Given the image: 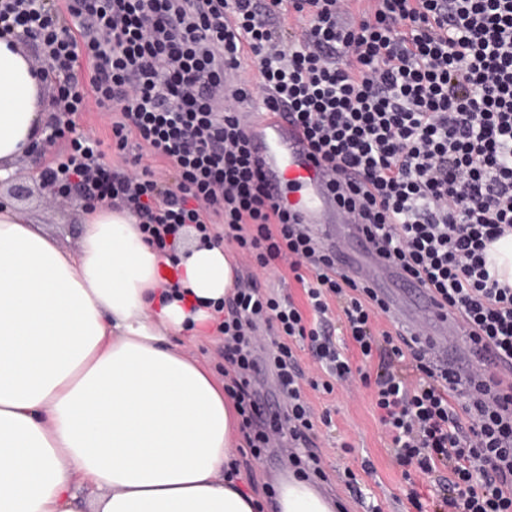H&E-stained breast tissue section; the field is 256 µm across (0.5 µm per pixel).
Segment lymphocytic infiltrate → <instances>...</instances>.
<instances>
[{"label":"lymphocytic infiltrate","mask_w":512,"mask_h":512,"mask_svg":"<svg viewBox=\"0 0 512 512\" xmlns=\"http://www.w3.org/2000/svg\"><path fill=\"white\" fill-rule=\"evenodd\" d=\"M21 30L57 90L48 127L70 146L46 182L124 206L157 248L191 226L295 272L306 308L258 283L224 303L243 453L260 457L274 433L296 447L297 472L326 480L314 428L332 416L306 392L356 379L404 479L427 480L416 512H512V286L486 253L512 234V0H0V38ZM244 68L265 111L283 112L337 176L379 257L460 318L485 371L468 390L435 365L427 324L376 331L386 301L268 194L237 116L248 86L216 96ZM92 106L112 112L124 168L78 132ZM305 350L321 376H307Z\"/></svg>","instance_id":"1"}]
</instances>
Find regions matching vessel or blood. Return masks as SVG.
<instances>
[{"instance_id":"b4317fda","label":"vessel or blood","mask_w":512,"mask_h":512,"mask_svg":"<svg viewBox=\"0 0 512 512\" xmlns=\"http://www.w3.org/2000/svg\"><path fill=\"white\" fill-rule=\"evenodd\" d=\"M250 135L254 151L265 164L269 191L299 213L303 223L322 229L325 236H333L335 229L330 225L331 218L342 220L346 214L327 187L320 168L312 161L302 132L270 114L251 121ZM348 232L358 241V253L345 255L346 264L371 286H378L381 262L366 243L360 241L356 225H349ZM413 290L430 316V337L438 349V364L456 372L464 381L478 377V366L458 340L456 319L441 314L424 286L414 285Z\"/></svg>"}]
</instances>
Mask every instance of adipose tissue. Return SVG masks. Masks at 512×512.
I'll return each mask as SVG.
<instances>
[{
    "mask_svg": "<svg viewBox=\"0 0 512 512\" xmlns=\"http://www.w3.org/2000/svg\"><path fill=\"white\" fill-rule=\"evenodd\" d=\"M26 53L0 40V179L45 121ZM224 244L168 257L137 218L84 210L71 251L0 205V512H257L230 472L239 416L170 337L199 335L235 286Z\"/></svg>",
    "mask_w": 512,
    "mask_h": 512,
    "instance_id": "obj_1",
    "label": "adipose tissue"
}]
</instances>
